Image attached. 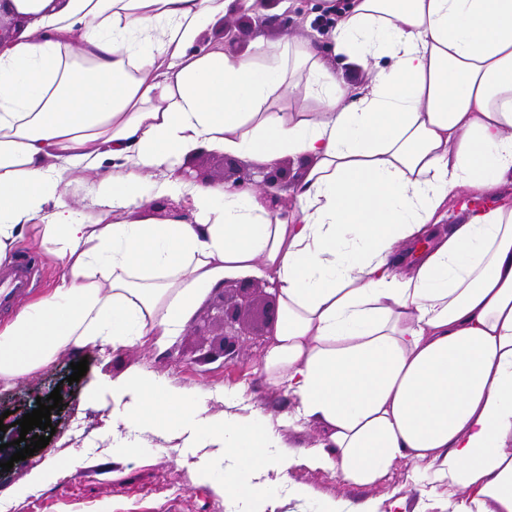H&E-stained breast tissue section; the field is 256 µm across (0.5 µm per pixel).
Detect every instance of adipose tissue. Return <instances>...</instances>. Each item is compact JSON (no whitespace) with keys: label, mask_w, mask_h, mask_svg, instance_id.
<instances>
[{"label":"adipose tissue","mask_w":512,"mask_h":512,"mask_svg":"<svg viewBox=\"0 0 512 512\" xmlns=\"http://www.w3.org/2000/svg\"><path fill=\"white\" fill-rule=\"evenodd\" d=\"M253 0H0V265L24 233L64 272L0 325V387L74 346L167 337L224 279L258 275L279 320L264 369L316 424L304 456L378 484L411 460L452 512H512V205H475L512 175V0H348L324 47L200 45ZM368 66L347 92L337 59ZM298 88L299 108L273 104ZM216 148L305 172L290 208L173 177ZM91 172V214L68 204ZM175 198L190 220L153 216ZM462 223L445 227L449 201ZM112 445L151 423L229 465L203 481L267 512L296 458L258 408L206 415L136 371L98 378ZM281 480L259 481L260 467Z\"/></svg>","instance_id":"1"}]
</instances>
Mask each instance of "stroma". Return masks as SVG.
I'll use <instances>...</instances> for the list:
<instances>
[{
  "label": "stroma",
  "instance_id": "stroma-1",
  "mask_svg": "<svg viewBox=\"0 0 512 512\" xmlns=\"http://www.w3.org/2000/svg\"><path fill=\"white\" fill-rule=\"evenodd\" d=\"M313 29L305 17L297 16L292 26L270 25L258 30L247 28L241 13L227 14L212 31L202 35V43L232 44L234 50H247L256 37L269 40L288 38L305 40ZM236 157L222 151L204 152L175 158L174 167H193L201 183L222 182L227 165H239ZM18 252L37 255L32 276L34 295H41L60 276L62 262L52 259L40 239L24 235ZM245 281L251 289L247 299L266 307L264 318L246 320L239 338V350L232 356L215 355L220 336L205 321L217 301L208 293L188 312L179 334L157 341L149 336L139 344L116 352L102 353L93 348H76L60 356L41 372L22 377L6 390L0 389V414H6L9 426L0 436L6 447L0 450L1 461H12L13 440L19 435L16 420L32 412L37 398L60 390L62 407L52 410L55 429L49 444L25 460L13 462L11 470L0 471V503H8L11 512H225L224 496L202 482L197 458L181 440L143 427L134 435L142 442V453L125 456L112 451V421L109 396L95 391L93 382L101 377L118 379L136 370H147L166 378L173 388L192 392L205 403L209 414L223 416L225 390L245 388L247 405L261 408L278 422L295 410L294 401L285 390L269 380L264 356L272 341L279 318L278 295L264 278L249 275ZM87 360L88 370L79 382L66 384L71 366ZM36 469L47 470V482L35 493L19 498L15 487L26 482ZM290 485L308 490V499L282 494L274 512H307L310 501L340 499L350 512L368 499L378 500L381 512H388L393 500L406 498L409 512H445L443 489H431L415 472L412 464L401 462L379 484L357 487L338 476L297 463L288 472Z\"/></svg>",
  "mask_w": 512,
  "mask_h": 512
}]
</instances>
